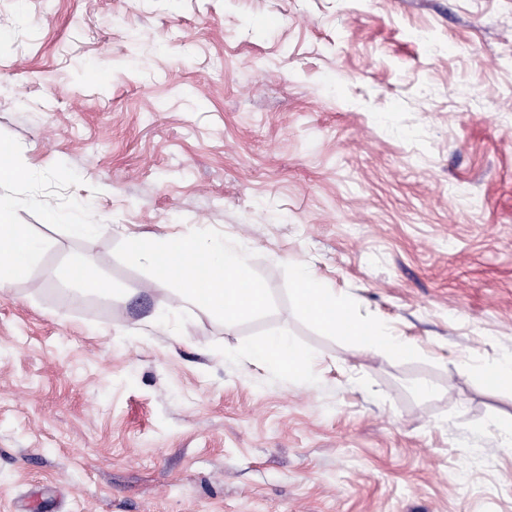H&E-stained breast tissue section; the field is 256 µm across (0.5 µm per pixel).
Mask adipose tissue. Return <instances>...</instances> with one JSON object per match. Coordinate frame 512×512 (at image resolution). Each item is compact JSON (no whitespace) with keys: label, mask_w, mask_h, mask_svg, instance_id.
Instances as JSON below:
<instances>
[{"label":"adipose tissue","mask_w":512,"mask_h":512,"mask_svg":"<svg viewBox=\"0 0 512 512\" xmlns=\"http://www.w3.org/2000/svg\"><path fill=\"white\" fill-rule=\"evenodd\" d=\"M13 209V198L0 193L1 290L9 288L27 270L42 248L27 225L12 222ZM128 257L136 262L147 261L158 277L174 279L179 285L175 295L179 306L190 304L232 321L265 308L269 302L264 283L250 275L248 250L238 240L199 235L167 238L147 251L134 242L128 248ZM292 293L308 317L327 333L348 337L358 350L409 354V347L385 327L351 318L345 298L326 287L308 265L297 268ZM245 358L279 379L297 375L311 360L306 350L286 336L275 337L246 352Z\"/></svg>","instance_id":"obj_1"}]
</instances>
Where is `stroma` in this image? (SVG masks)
Instances as JSON below:
<instances>
[{"label": "stroma", "instance_id": "1", "mask_svg": "<svg viewBox=\"0 0 512 512\" xmlns=\"http://www.w3.org/2000/svg\"><path fill=\"white\" fill-rule=\"evenodd\" d=\"M0 187L46 243L0 291V512H512V0H0ZM440 44L429 51L419 32ZM98 225L67 235L52 212ZM242 239L193 308L127 244ZM110 284L80 304L69 262ZM304 263L415 356L296 304ZM317 383L243 360L279 335ZM435 388L420 395V384ZM480 379L491 390L512 388V355L503 357L491 364L478 367Z\"/></svg>", "mask_w": 512, "mask_h": 512}]
</instances>
